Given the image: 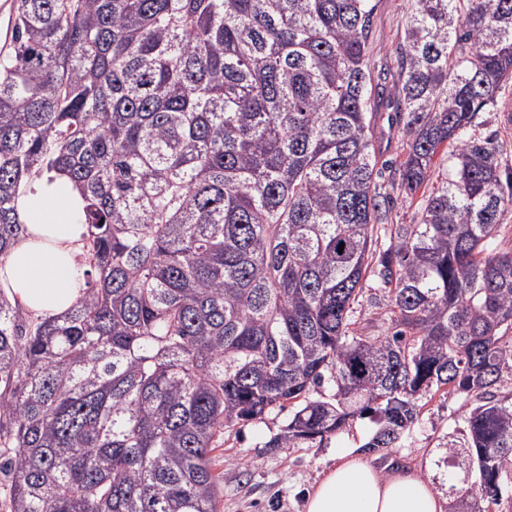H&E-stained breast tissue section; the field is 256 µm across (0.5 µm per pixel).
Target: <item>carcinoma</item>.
<instances>
[{"label": "carcinoma", "mask_w": 512, "mask_h": 512, "mask_svg": "<svg viewBox=\"0 0 512 512\" xmlns=\"http://www.w3.org/2000/svg\"><path fill=\"white\" fill-rule=\"evenodd\" d=\"M373 9L19 0L0 258L19 198L65 176L87 288L57 318L0 290V512H219L225 427L287 409L267 447L302 448L367 418L375 453L438 393L473 398L433 460L449 512L512 493V166L469 134L512 83V0H414L393 83L369 65ZM379 104L406 117L415 224L385 223Z\"/></svg>", "instance_id": "1"}]
</instances>
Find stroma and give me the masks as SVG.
Returning a JSON list of instances; mask_svg holds the SVG:
<instances>
[{
	"instance_id": "stroma-1",
	"label": "stroma",
	"mask_w": 512,
	"mask_h": 512,
	"mask_svg": "<svg viewBox=\"0 0 512 512\" xmlns=\"http://www.w3.org/2000/svg\"><path fill=\"white\" fill-rule=\"evenodd\" d=\"M375 4L369 38L372 69L396 74L397 47L404 34L412 0H373ZM512 101V87L500 92L496 105L479 113L472 135L497 141L503 158L512 164V124L505 123L501 105ZM377 166L391 199L387 218L392 224H411L417 218V202L401 195L395 183L396 168L404 161V122L392 110L382 108L376 115ZM288 422L287 412L273 410L263 419L225 428L223 445L211 457L220 473V512H302L307 490L336 462L340 448H357L372 433L366 419H354L335 437L306 448H272L269 440L280 434ZM466 428V400L463 395L434 396L420 410L418 422L409 432L404 447L389 450L379 467L389 460L424 466L425 476H433L426 463L436 455L444 436H459Z\"/></svg>"
}]
</instances>
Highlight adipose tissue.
<instances>
[{"instance_id":"adipose-tissue-1","label":"adipose tissue","mask_w":512,"mask_h":512,"mask_svg":"<svg viewBox=\"0 0 512 512\" xmlns=\"http://www.w3.org/2000/svg\"><path fill=\"white\" fill-rule=\"evenodd\" d=\"M21 213L46 244L18 242L0 259V288L43 316L65 314L82 296L84 227L80 199L64 178L40 181ZM448 499L418 470L400 462L380 471L363 452L340 449L334 467L310 490L304 512H447Z\"/></svg>"}]
</instances>
